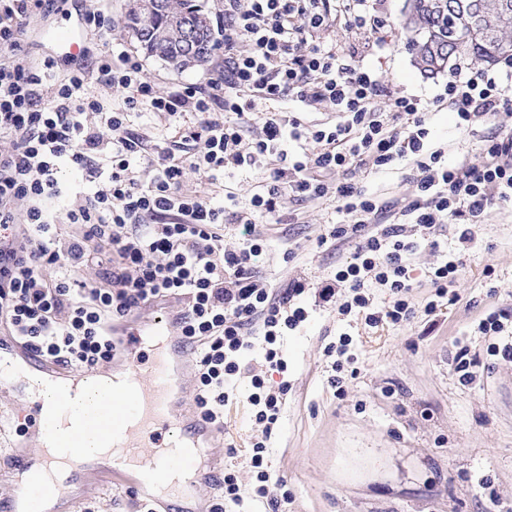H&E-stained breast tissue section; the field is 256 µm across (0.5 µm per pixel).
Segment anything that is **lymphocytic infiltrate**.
Wrapping results in <instances>:
<instances>
[{"label": "lymphocytic infiltrate", "instance_id": "1", "mask_svg": "<svg viewBox=\"0 0 512 512\" xmlns=\"http://www.w3.org/2000/svg\"><path fill=\"white\" fill-rule=\"evenodd\" d=\"M370 3L224 0L222 75L163 93L143 80L141 63L123 49L61 78L51 59L39 68L0 61V138L10 144L0 152V320L11 335L43 357L90 370L110 359L116 325L155 300L181 299V331L196 353L197 415L223 427L237 379L250 374L248 356L258 354L263 366L285 372L280 340L309 317L300 301L304 283L277 293L255 267L265 243L252 230L258 220L278 217L288 193L305 201L332 198L344 213V222L319 235L316 246L347 243L353 253L319 294L338 314H364L372 327L414 317L408 300L414 255L439 225H461L456 252L429 273L435 299L424 311L432 313L475 244L473 224L489 207H512V135L490 140L478 159L449 165L445 148L429 142L419 99L387 96L377 75L340 48H306L305 33L326 26L334 11L348 27L383 30ZM42 4L0 0V49L20 52V25ZM239 35L248 39V51L238 50ZM92 83L124 92L121 105L91 94ZM383 95L382 110L376 101ZM447 95L462 131L512 108V95L482 70L450 80ZM283 98L330 104L337 121L305 126L275 113L260 136L245 140L250 114ZM144 108L197 114L194 125L178 131L196 153L183 158L159 146L151 150L129 133L132 114ZM215 112L223 121L212 120ZM287 136L318 149L305 158L290 154L281 147ZM101 154L110 158L108 169L97 163ZM406 160L413 163L415 195L391 224L378 223L382 207L375 197L335 178ZM245 165L262 176L249 207L237 215L249 233L228 250L224 209L202 189ZM66 167L94 189L59 214L47 202L60 195ZM190 171L201 186L195 194L184 189ZM62 224L79 230L62 237ZM91 265L103 267L102 281L81 277ZM374 288L390 293L387 309L374 307ZM250 376L252 416L272 432L288 386L273 391L262 375Z\"/></svg>", "mask_w": 512, "mask_h": 512}]
</instances>
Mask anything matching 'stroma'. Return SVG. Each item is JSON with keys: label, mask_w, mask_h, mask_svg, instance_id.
I'll return each mask as SVG.
<instances>
[{"label": "stroma", "mask_w": 512, "mask_h": 512, "mask_svg": "<svg viewBox=\"0 0 512 512\" xmlns=\"http://www.w3.org/2000/svg\"><path fill=\"white\" fill-rule=\"evenodd\" d=\"M127 0H47L44 11L24 20L23 64L57 58L60 69L71 68L69 45L52 39V32L69 29L91 56L111 52L113 45L138 53L137 43L121 28ZM404 0H376L378 15L388 28L384 40L365 29H350L343 19H330L308 42L323 48L340 45L358 64L375 71L395 96L420 99L433 145H447L448 162L478 158L491 136L512 132V117L500 115L460 131L456 115L444 99L447 76L428 77L414 65L410 35L404 28ZM103 11L108 28L84 29L82 17ZM143 75L160 90L182 84H204L224 65L215 51L202 68L175 71L169 64L142 58ZM185 112L175 116L142 111L131 118L132 133L150 143H173L179 127L194 122ZM411 162L382 173L356 170L350 177L367 194L385 205L382 224L414 196L408 179ZM258 173L243 168L209 187L214 203L224 206V246L238 247L242 225L236 215L246 209ZM237 190L236 201H225L224 187ZM283 223L267 219L256 232L266 247L256 259L259 274L278 288L305 283L302 303L309 309L304 325L285 336L283 352L288 370H264L269 388L287 382L288 393L278 427L264 435L248 404L249 381L240 379L235 396L224 410V441L235 445L236 457L220 455L217 470L235 471L244 496L243 512H264L253 501V478L244 460L250 446L266 441L273 478L287 481L291 498L285 512H512V361L488 355L492 339L480 335V319L496 312L512 316V210L490 208L474 228L476 244L453 291L455 302H440L432 314L424 307L433 290L428 273L458 246L461 228L439 226L437 247L422 246L413 259L416 287L409 301L416 314L398 325L368 326L363 317L344 318L334 306L315 303L314 287L333 276L349 259V245L322 251L312 238L327 225L341 221L336 202L314 203L286 196ZM351 339L355 374L332 387L328 345L340 334ZM467 347L479 365L473 383L462 384L454 370L460 347ZM52 512H134L129 487L87 492L74 484Z\"/></svg>", "instance_id": "1"}]
</instances>
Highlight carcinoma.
<instances>
[{"label": "carcinoma", "instance_id": "obj_1", "mask_svg": "<svg viewBox=\"0 0 512 512\" xmlns=\"http://www.w3.org/2000/svg\"><path fill=\"white\" fill-rule=\"evenodd\" d=\"M167 12L145 16L128 9L126 26H142L162 45L154 56L177 70L196 65L195 49L170 17L203 32L206 56L217 47L211 12L199 0H165ZM405 28L414 63L434 77L453 75L466 62L494 65L512 59V0H405Z\"/></svg>", "mask_w": 512, "mask_h": 512}]
</instances>
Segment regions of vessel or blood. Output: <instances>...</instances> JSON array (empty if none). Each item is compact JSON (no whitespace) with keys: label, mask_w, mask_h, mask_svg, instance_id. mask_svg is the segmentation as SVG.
<instances>
[{"label":"vessel or blood","mask_w":512,"mask_h":512,"mask_svg":"<svg viewBox=\"0 0 512 512\" xmlns=\"http://www.w3.org/2000/svg\"><path fill=\"white\" fill-rule=\"evenodd\" d=\"M146 344L153 345L155 358L144 366L135 361L134 352ZM188 350L173 316L165 325L143 321L116 336L110 360L96 372H122L127 383L108 395L101 411L82 421L110 449L101 467H92L80 455L74 431L53 430L39 405L15 402L18 423L37 433L51 434L54 447L11 455L13 470L30 475L31 480L15 484L11 498L0 503V512H41L40 498L62 495L67 485L77 481L95 486L130 483L136 492L154 498L168 491L180 468L189 464L204 468V447L222 445L223 433L201 418L186 421L178 413V398L193 391L186 381L193 369ZM0 366L20 367L18 387L22 390L31 376L66 381L78 374L77 369L45 359L12 341L0 342Z\"/></svg>","instance_id":"b4317fda"}]
</instances>
